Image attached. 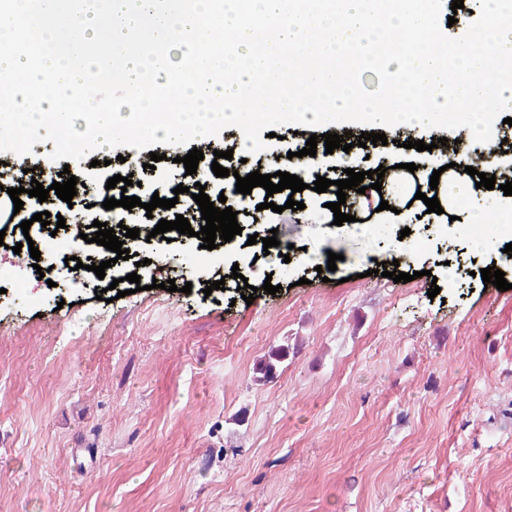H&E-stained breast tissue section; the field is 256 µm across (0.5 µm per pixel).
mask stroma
Returning <instances> with one entry per match:
<instances>
[{
  "mask_svg": "<svg viewBox=\"0 0 512 512\" xmlns=\"http://www.w3.org/2000/svg\"><path fill=\"white\" fill-rule=\"evenodd\" d=\"M295 130L250 154L234 127L192 146L269 172V148ZM53 149L0 153V185L23 166L39 181L127 171ZM188 149L156 145L159 195L188 183ZM268 197L245 199L243 235L211 251L140 243L142 289L110 303L62 254L43 253L41 280L0 249V512H512V288L479 274L512 284V259L472 240L473 213L512 211V196L481 188L457 220L415 215L407 283L372 275L355 232L309 222L335 194H299L301 214ZM273 226L289 261L248 243ZM235 270L257 285L253 304ZM268 279L279 292L261 290Z\"/></svg>",
  "mask_w": 512,
  "mask_h": 512,
  "instance_id": "1",
  "label": "stroma"
}]
</instances>
